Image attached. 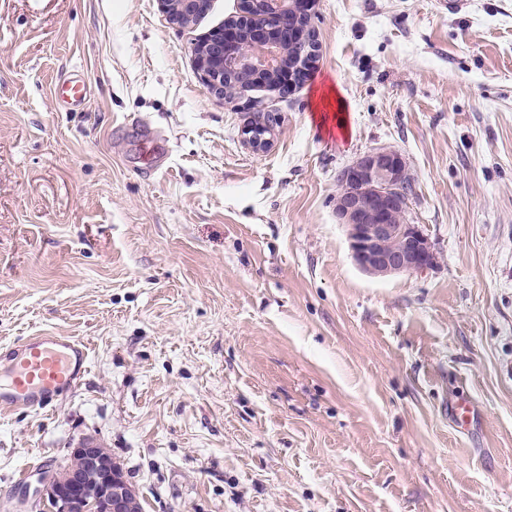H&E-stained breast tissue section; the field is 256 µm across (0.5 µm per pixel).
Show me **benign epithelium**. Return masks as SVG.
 <instances>
[{"mask_svg": "<svg viewBox=\"0 0 512 512\" xmlns=\"http://www.w3.org/2000/svg\"><path fill=\"white\" fill-rule=\"evenodd\" d=\"M169 19L186 26L209 0H160ZM317 0H241L237 25L211 31L199 41L201 77L212 94L224 97L225 81L245 72L260 80L271 77L272 87L290 96L311 77L319 43L312 17ZM305 39L287 62L282 46L296 40L299 20ZM273 123L257 116L243 129L246 143L263 152L272 142ZM342 191L336 197V216L347 230L356 265L374 277L422 273L436 264L429 236L418 224L404 219L408 188L413 185L406 158L397 150L375 148L344 167ZM42 512H137L138 493L112 456L97 443L83 441L72 452L63 472L49 473L35 491Z\"/></svg>", "mask_w": 512, "mask_h": 512, "instance_id": "1", "label": "benign epithelium"}]
</instances>
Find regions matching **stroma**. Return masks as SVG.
Wrapping results in <instances>:
<instances>
[{"mask_svg":"<svg viewBox=\"0 0 512 512\" xmlns=\"http://www.w3.org/2000/svg\"><path fill=\"white\" fill-rule=\"evenodd\" d=\"M237 9L0 0V367L41 331L89 348L54 403L0 410V512H39L86 439L144 512H512V0H318L310 82L221 99L193 47ZM66 71L90 91L65 112ZM382 147L422 273L366 275L336 217ZM169 19L179 26L190 24L199 12L206 11L209 0H159ZM257 118L251 121L243 129V135L246 143L255 152H263L269 148L272 142L273 122H269L267 117L269 114L260 113L261 110L256 111Z\"/></svg>","mask_w":512,"mask_h":512,"instance_id":"stroma-1","label":"stroma"}]
</instances>
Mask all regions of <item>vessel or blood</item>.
<instances>
[{
	"label": "vessel or blood",
	"mask_w": 512,
	"mask_h": 512,
	"mask_svg": "<svg viewBox=\"0 0 512 512\" xmlns=\"http://www.w3.org/2000/svg\"><path fill=\"white\" fill-rule=\"evenodd\" d=\"M88 91L83 81L61 75L55 86V101L70 109L83 104ZM89 365L84 342L56 333L22 338L13 350L7 375L0 378V405L40 409L62 391L75 387Z\"/></svg>",
	"instance_id": "obj_1"
}]
</instances>
